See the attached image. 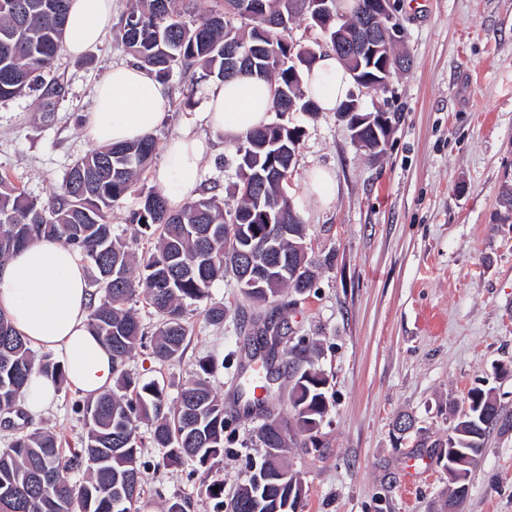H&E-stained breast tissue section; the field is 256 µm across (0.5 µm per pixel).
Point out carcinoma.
<instances>
[{
  "instance_id": "obj_1",
  "label": "carcinoma",
  "mask_w": 512,
  "mask_h": 512,
  "mask_svg": "<svg viewBox=\"0 0 512 512\" xmlns=\"http://www.w3.org/2000/svg\"><path fill=\"white\" fill-rule=\"evenodd\" d=\"M307 0H216L217 8L187 22L174 0H135L123 24L124 51L155 77L164 81L174 67H196L202 77L222 81L239 75L255 76L273 86V111L311 112L318 107L305 96L301 77H288V42L280 33L301 21L313 24ZM372 0H352L344 11L340 0H330L337 20L321 29L327 42L352 44L361 16ZM70 0H0V101L25 95L43 83L66 40ZM237 17L230 27L228 15ZM303 130L272 121L249 132L236 184L238 202L226 206L215 195L202 194L174 211L160 192L142 196L129 223L153 240V248L138 257L112 237L109 216L156 154L152 135L95 149L66 171L52 198L33 199L0 175V262L38 238L60 240L77 248L95 270L94 283L102 292L91 305L90 325L111 348L124 368L144 332L128 308L137 295L159 314L152 346L154 357L170 362L182 355L187 337L186 304L200 302L224 275L232 274L241 293L257 306L276 303L284 289L301 295L315 286L316 271L306 256V227L290 197L287 182L294 166ZM279 228L273 244L285 267L270 274L263 287L242 280L248 255L261 253L260 244ZM262 359L263 388L281 371L288 373V412L280 414L279 432L262 425V448L300 442L319 450V429L329 409L327 379L313 359L314 346L304 338L291 340L274 323ZM288 362L273 366L281 343ZM66 382L65 373L51 355L36 356L28 343L0 313V415L20 416L16 401L33 369ZM214 361L199 362V371L170 405L160 385L151 380L131 384L118 373L115 389L96 400L80 401L77 410L86 426L80 447L60 451L50 431L19 434L0 449V512H141L144 471L140 467L138 422L154 423L153 443L162 449L165 466L196 463L202 467L224 457V398L208 380ZM512 426L503 417L496 397L481 388L467 395L466 407L443 441L418 448L437 449L449 481L469 483L472 470L484 454L494 429ZM86 467V478L71 484L65 474Z\"/></svg>"
}]
</instances>
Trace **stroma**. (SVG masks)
<instances>
[{"label":"stroma","mask_w":512,"mask_h":512,"mask_svg":"<svg viewBox=\"0 0 512 512\" xmlns=\"http://www.w3.org/2000/svg\"><path fill=\"white\" fill-rule=\"evenodd\" d=\"M132 0H116L104 42L74 57L60 50L44 88L0 101V173L26 194L48 200L68 167L93 149L83 127L95 84L110 64L126 61L121 21ZM403 29L408 70L386 89L359 93L367 108L392 119L382 154L373 157L350 138L336 113L288 112L283 123L304 132L289 194L306 226L315 288L283 291L277 318L289 336L315 343V362L328 378L330 410L320 429L321 451L291 446L288 469L304 485V512H440L451 485L436 456H417L418 441L445 438L467 392L497 395L512 418V219L499 189L512 182V0H392ZM212 81L174 70L166 82L171 108L154 130L165 147L199 111ZM234 146L207 156L201 186L229 204L238 201ZM110 215L112 233L135 254L151 241L129 224L141 192L156 189L154 167ZM331 173L336 197L324 209L308 196V178ZM224 309V323L206 322V305ZM260 307L248 303L232 276L215 282L206 303L187 305L188 336L180 359L157 361L136 348L124 366L136 382L154 380L176 400L206 356L222 365L210 377L223 394L224 459L214 468L161 466L150 422L138 424L145 467L144 512H166L181 499L187 512H217L207 485L220 481L225 498L247 482L262 450L257 431L266 411H286L280 388L268 409L243 410L244 345ZM70 386L39 416L0 423V448L14 434L44 429L63 448L85 432ZM415 428L394 432L398 416ZM459 512H512V429L494 431L473 471Z\"/></svg>","instance_id":"35a3bbf8"}]
</instances>
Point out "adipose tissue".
<instances>
[{
  "label": "adipose tissue",
  "instance_id": "obj_1",
  "mask_svg": "<svg viewBox=\"0 0 512 512\" xmlns=\"http://www.w3.org/2000/svg\"><path fill=\"white\" fill-rule=\"evenodd\" d=\"M115 0H71L66 45L74 56L98 45ZM351 81L334 53L318 55L304 72V89L320 111H336ZM168 91L138 62L112 66L98 83L95 105L86 115L87 132L100 145L133 142L151 134L166 116ZM270 83L240 77L207 89L198 125L232 143L270 120ZM186 127L165 148L155 172L170 208L183 207L197 194L201 167L209 146ZM89 276L75 248L38 240L0 263V312L36 349L52 353L68 384L94 399L111 389L116 374L111 349L89 324Z\"/></svg>",
  "mask_w": 512,
  "mask_h": 512
}]
</instances>
